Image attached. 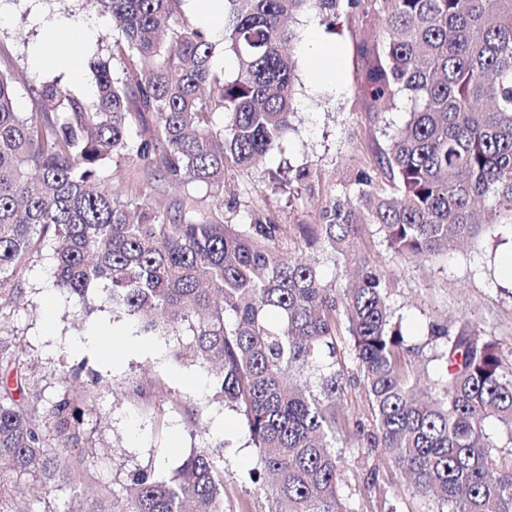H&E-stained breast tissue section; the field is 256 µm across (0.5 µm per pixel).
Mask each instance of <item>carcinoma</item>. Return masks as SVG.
<instances>
[{"instance_id": "obj_1", "label": "carcinoma", "mask_w": 512, "mask_h": 512, "mask_svg": "<svg viewBox=\"0 0 512 512\" xmlns=\"http://www.w3.org/2000/svg\"><path fill=\"white\" fill-rule=\"evenodd\" d=\"M182 0H97L112 15V57L93 64L90 101L53 84L37 90L58 115L22 114L11 78L0 72V302L47 238L51 285L83 301L97 291L116 314L142 316V330L176 337L173 356L215 365L216 396L244 416L259 449L242 482L263 491L272 512H347L336 456L337 342L347 330L372 406L369 446L391 453L413 491L439 512H512V449L489 440L493 417L512 434V364L497 344L460 320L430 325L410 344L388 304V284L366 256L352 261L355 287L342 294L317 270L276 250L284 227L268 220L228 224L224 212L199 217L179 203L134 207L101 185L98 168L134 154L154 177L224 188L228 166L248 168L272 153L294 117L298 40L287 20L313 12L323 22L341 0H224V50L236 63L226 80L198 29L171 28ZM376 12L381 29L364 43V94L376 112L402 96L409 119L378 153L388 184L359 174L358 200L388 246L431 260L512 218V0H347ZM224 109V130L209 125ZM155 114L146 137L134 134ZM307 234L341 251L358 235L355 211L337 202ZM435 378L417 398L416 363L426 346ZM319 374V385L302 378ZM81 386L41 414L34 399L0 386V512H32L31 501L80 482L89 456L47 448L53 425L67 442ZM224 444L199 448L171 477L139 469L118 494L122 512H226ZM32 478L29 497L14 494Z\"/></svg>"}]
</instances>
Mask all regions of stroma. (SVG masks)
Returning <instances> with one entry per match:
<instances>
[{
    "instance_id": "obj_1",
    "label": "stroma",
    "mask_w": 512,
    "mask_h": 512,
    "mask_svg": "<svg viewBox=\"0 0 512 512\" xmlns=\"http://www.w3.org/2000/svg\"><path fill=\"white\" fill-rule=\"evenodd\" d=\"M339 13L331 28L315 14L297 16V114L292 126L281 151L249 169L227 168L223 193L167 179L147 182L143 162L131 156L105 159L99 177L132 204L150 199L165 208L186 200L211 212L220 203L229 223L244 224L256 216L284 225L280 251L312 263L339 291L349 285L351 260L368 256L388 280L394 319L411 341L425 342L430 323L465 319L478 335L493 339L512 362V276L504 271L505 260L512 258V220L500 219L478 239L429 261L407 259L389 249L378 225L364 216L349 251L305 243L301 225L322 223L334 202L356 208L359 173H370L376 184L385 185L377 153L412 109L404 97L392 111L370 109L362 92L367 64L362 46L381 19L359 8L344 6ZM84 18L95 19V28L88 34H69L66 51L88 64L109 61L114 76H121L122 65L112 57V17L94 0H0V72L16 79L17 111L37 110L41 102L33 89L46 82L81 100L94 96L95 77L89 67L80 82L71 83L59 61H35L47 28ZM310 28L340 49L331 78L318 77L310 67L305 51ZM53 252V241H46L15 282L20 300L0 307V341L21 351L19 370H7L6 376L21 381L43 409L63 398L73 380L97 382L95 400L81 408L72 442L60 443L52 429L44 431L46 447L84 452L93 461L83 483L60 486L34 501L33 512H80L97 501L111 502L113 491L131 471L148 467L166 476L194 449L221 441L226 444L230 512H269L265 494L238 481L239 474L255 466L259 450L249 439L243 415L225 409L217 399L214 370L175 361L174 337L144 333L137 317L113 314L94 300L85 305L66 301L50 286ZM49 298L55 301L50 313L45 310ZM92 333L101 334L100 346L81 349ZM339 370L344 391L336 453L341 462L339 492L347 512H438L436 500L406 486L385 449L367 450L356 433L359 425L371 429L372 410L346 340L340 345Z\"/></svg>"
}]
</instances>
